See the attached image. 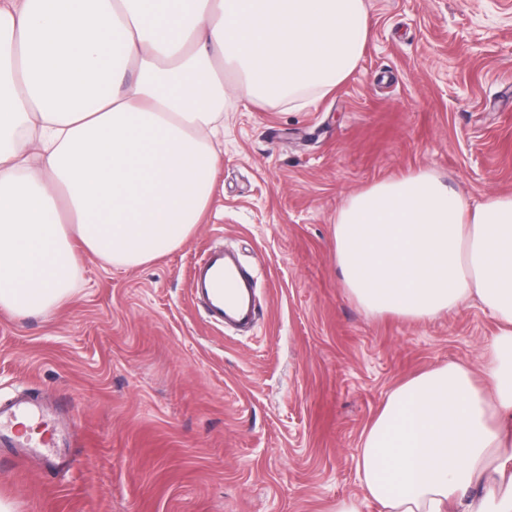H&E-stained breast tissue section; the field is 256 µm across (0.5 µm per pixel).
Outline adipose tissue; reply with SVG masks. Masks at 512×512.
<instances>
[{"label": "adipose tissue", "mask_w": 512, "mask_h": 512, "mask_svg": "<svg viewBox=\"0 0 512 512\" xmlns=\"http://www.w3.org/2000/svg\"><path fill=\"white\" fill-rule=\"evenodd\" d=\"M365 0H0V308L48 314L84 253L142 266L209 207L224 109L300 106L358 66ZM336 264L370 315L466 302L497 322L479 370L430 366L391 390L336 512H512V194L476 206L427 170L336 213Z\"/></svg>", "instance_id": "1"}]
</instances>
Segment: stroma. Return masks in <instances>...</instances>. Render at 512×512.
Returning a JSON list of instances; mask_svg holds the SVG:
<instances>
[{"instance_id":"1","label":"stroma","mask_w":512,"mask_h":512,"mask_svg":"<svg viewBox=\"0 0 512 512\" xmlns=\"http://www.w3.org/2000/svg\"><path fill=\"white\" fill-rule=\"evenodd\" d=\"M358 67L294 108L224 97L213 200L140 267L84 255L51 314L0 309V398L74 417L71 469L0 447L14 512H335L358 493L361 435L389 390L478 365L475 304L430 321L372 316L336 265L343 201L424 169L469 204L512 193V0H366ZM236 249L257 285L247 332L193 302L194 263Z\"/></svg>"}]
</instances>
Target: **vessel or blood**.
Returning <instances> with one entry per match:
<instances>
[{
  "label": "vessel or blood",
  "mask_w": 512,
  "mask_h": 512,
  "mask_svg": "<svg viewBox=\"0 0 512 512\" xmlns=\"http://www.w3.org/2000/svg\"><path fill=\"white\" fill-rule=\"evenodd\" d=\"M192 288L211 324L246 327L257 315L255 288L239 257L226 250H211L195 262ZM27 415L47 421L49 441H35L17 432L14 423ZM72 426L66 417L46 407L34 397L17 396L0 403V445L19 449L23 457L38 459L49 455L56 469H64L69 459L64 453L70 444Z\"/></svg>",
  "instance_id": "vessel-or-blood-1"
}]
</instances>
